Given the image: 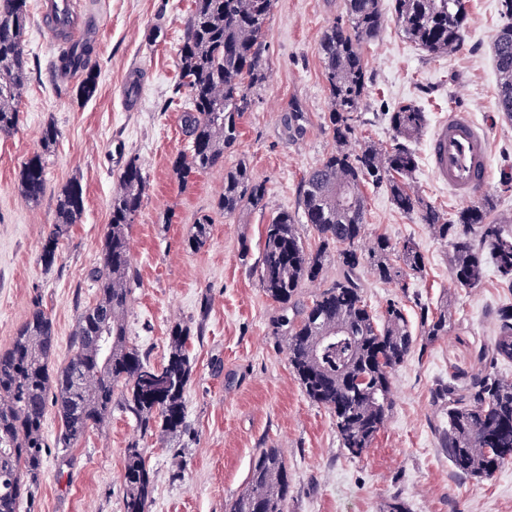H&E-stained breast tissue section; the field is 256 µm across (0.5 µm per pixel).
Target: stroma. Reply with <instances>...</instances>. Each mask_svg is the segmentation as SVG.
Listing matches in <instances>:
<instances>
[{
    "label": "stroma",
    "mask_w": 512,
    "mask_h": 512,
    "mask_svg": "<svg viewBox=\"0 0 512 512\" xmlns=\"http://www.w3.org/2000/svg\"><path fill=\"white\" fill-rule=\"evenodd\" d=\"M27 48L38 66L19 105V124L0 135V351L35 307L55 328L54 365H63L77 317L96 296L91 273L98 265L119 174L137 157L147 177L143 205L130 229L134 283L126 323L129 342L154 364L169 353L175 322L201 326L186 350L192 374L185 393L187 427L177 437L141 429L115 402L106 422L63 446L55 408L44 419L47 449L33 499L20 512H121L125 450L142 448L154 476L149 512H224L247 488L259 449H279L288 467V512H385L399 496L409 512H512V461L492 477L458 476L440 448L437 430L446 416L433 401L440 378L477 370L489 345L498 308L512 305V289L487 268L474 288L454 282L451 247L416 215L399 211L385 187H365L368 235L413 237L425 256L421 274L405 285L361 272L362 294L375 312L402 302L412 331L420 307L447 302L448 333L414 351L394 375V404L373 445L362 456L345 452L330 412L312 402L296 380L282 334L273 327L278 304L264 294L257 266L264 228L280 211L300 214L302 184L334 142L327 127L330 99L319 42L345 15V0H274L264 51L265 81L251 90L253 106L239 118V137L223 166L181 185L171 161L184 150L178 44L192 0H77L93 24L99 85L80 98L75 73L51 68L60 53L44 33L41 0H29ZM463 46L432 57L386 21L362 47L368 82L357 112L359 142L391 148L388 114L402 104L420 107L427 127L464 107L490 132V176L484 192L494 218L512 223V120L497 105L492 42L505 24L500 0H465ZM139 89L136 111L124 109L127 79ZM301 123L290 119L293 109ZM60 131L43 153L46 124ZM427 135L414 143L419 193L447 217L465 203L439 182L430 167ZM44 154L47 186L39 202L22 197L20 172ZM246 160L262 181V206L233 215L216 208L225 168ZM83 187L84 210L61 242L53 267L40 259L56 220V200L71 182ZM213 222L192 251L185 242L201 215Z\"/></svg>",
    "instance_id": "1"
}]
</instances>
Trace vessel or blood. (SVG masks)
Wrapping results in <instances>:
<instances>
[{
    "label": "vessel or blood",
    "instance_id": "vessel-or-blood-1",
    "mask_svg": "<svg viewBox=\"0 0 512 512\" xmlns=\"http://www.w3.org/2000/svg\"><path fill=\"white\" fill-rule=\"evenodd\" d=\"M41 16L53 38L66 42L93 36L90 26L77 24L73 0H42ZM433 174L458 198L479 194L489 179V137L467 111L456 110L436 126L429 143Z\"/></svg>",
    "mask_w": 512,
    "mask_h": 512
}]
</instances>
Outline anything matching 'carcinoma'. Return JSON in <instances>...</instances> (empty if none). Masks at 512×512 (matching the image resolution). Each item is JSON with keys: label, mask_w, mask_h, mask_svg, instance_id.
<instances>
[{"label": "carcinoma", "mask_w": 512, "mask_h": 512, "mask_svg": "<svg viewBox=\"0 0 512 512\" xmlns=\"http://www.w3.org/2000/svg\"><path fill=\"white\" fill-rule=\"evenodd\" d=\"M273 0H193L178 47L181 82L175 94L185 98L179 121L186 150L172 160L179 182L224 162L236 143L238 118L250 109V89L266 78L263 53ZM392 20L403 35L431 56L449 54L464 42L467 13L463 0H392ZM385 15L380 0H345V17L323 33L319 53L330 94L329 130L335 148L326 153L302 185V219L317 232L319 245L305 247L295 215L282 211L265 226V242L257 273L265 295L277 303L281 318L276 330L287 339L288 363L307 397L335 418L340 447L354 457L371 447L392 408L396 369L415 347H425L448 333V306H424L421 336L410 328L405 305L392 301L378 315L365 302L358 273L369 267L384 283L403 281L424 267V256L411 238L393 241L366 234L364 187L386 186L395 207L417 216L441 240L451 242V272L462 286L476 287L490 258L501 281L512 288V232L489 219L490 203L466 207L448 219L415 189L417 160L410 144L426 125V115L403 105L389 116L401 142L390 149L370 143L356 145L353 113L365 96L366 65L362 45L377 36ZM28 0H0V134L17 127L18 105L33 68L27 50ZM91 43L59 53L54 67L80 71V96L92 97L98 71L90 64ZM493 56L500 111L512 117V25L494 38ZM60 135L49 124L42 130L43 153L31 157L20 172V188L30 202L46 190L43 154ZM147 177L135 157L126 162L112 195L109 230L99 266L96 302L79 315L72 354L56 372L48 364L55 355L51 317L39 306L16 330L11 346L0 351V512H19L42 473L48 407L63 423L61 440L69 445L90 428L105 422L112 401L121 392L124 408L140 427L158 425L169 435L187 426L185 391L192 366L186 353L192 328L171 326L166 362L154 365L129 344L126 312L133 282L129 229L138 213ZM265 186L240 160L224 170V189L217 209L232 215L245 206L263 203ZM83 210L77 183L57 197L56 223L44 238L41 261L51 267L60 241ZM211 219L204 215L186 241L192 251L207 240ZM336 280L296 302L305 282L318 280L331 256ZM490 367L459 384L440 381L434 399L445 405L448 425L438 430L461 477H492L512 459V380L493 367L512 361V306L497 313L495 336L487 348ZM122 512H148L154 491L153 474L138 444L126 448ZM288 468L277 448L254 456L247 491L225 512H287Z\"/></svg>", "instance_id": "obj_1"}]
</instances>
